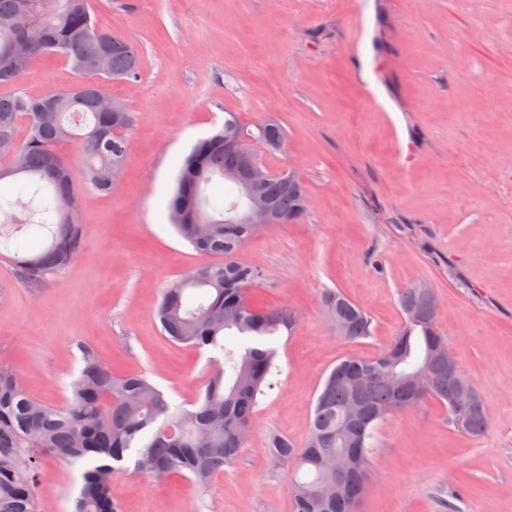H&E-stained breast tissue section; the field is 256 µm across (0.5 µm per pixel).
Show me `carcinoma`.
Here are the masks:
<instances>
[{"label": "carcinoma", "instance_id": "1", "mask_svg": "<svg viewBox=\"0 0 512 512\" xmlns=\"http://www.w3.org/2000/svg\"><path fill=\"white\" fill-rule=\"evenodd\" d=\"M37 11L42 45L12 73L0 69V87L13 86L40 58L61 61L75 74L71 87L31 96L21 91L0 94V181L10 180L15 194L0 195V238L14 240L11 268L28 287H40L49 276L68 268L82 253L86 225L80 219L85 190L105 195L112 186L100 173L120 174L129 154L126 132L132 115L103 110L98 96L114 99L110 84L140 79L142 57L129 40L98 26L94 0H0V59L24 43L27 30L17 17ZM23 137H18L20 126ZM247 138L261 144L285 141L275 120L249 130L232 112L224 125L199 140L184 159L169 202L176 233L198 253L221 257L191 269L162 290L155 318L168 339L210 353L208 378L197 399L186 408L144 375H117L88 352L61 405L31 397L10 367L0 365V512H37L36 474L43 459L54 455L83 466L74 512H121L112 497V478L131 464L154 477L179 474L199 491L216 472L233 465L245 447L259 397L279 371L277 337L291 334L296 311L265 309L244 299L242 286L263 284V273L239 258L246 242L268 224H240L239 210L251 205L236 188L211 198L204 186L213 177L240 168L237 154L224 139ZM77 148L73 164L66 149ZM259 195L276 213L293 222L309 207L300 175L285 184L264 183ZM75 214L73 221L64 219ZM50 233L38 252L26 250L23 237ZM320 302L336 335L357 342L371 335L372 317L337 288L321 292ZM403 323L379 355L345 358L326 376L314 402L306 442L270 437L275 462L289 472L293 512H356L371 465L372 440L388 416L434 401L448 426L478 436L488 422L470 411L480 399L461 372L431 358L436 345H447L436 326L437 311L422 312L424 302L414 285L401 289ZM235 331L246 339L236 352L225 345ZM428 365L432 384L421 392L398 386L394 378ZM469 413L463 428L450 409ZM355 450L350 486L336 489V473L319 464L321 457Z\"/></svg>", "mask_w": 512, "mask_h": 512}]
</instances>
